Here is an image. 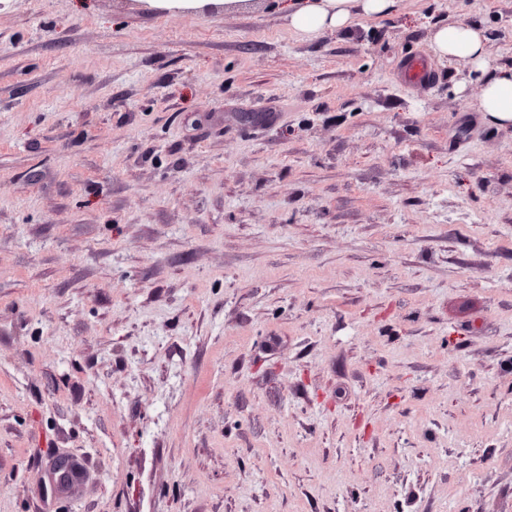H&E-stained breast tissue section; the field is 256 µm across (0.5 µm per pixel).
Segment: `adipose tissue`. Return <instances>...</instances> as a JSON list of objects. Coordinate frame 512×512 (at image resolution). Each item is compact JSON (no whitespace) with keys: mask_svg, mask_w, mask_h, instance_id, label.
Returning <instances> with one entry per match:
<instances>
[{"mask_svg":"<svg viewBox=\"0 0 512 512\" xmlns=\"http://www.w3.org/2000/svg\"><path fill=\"white\" fill-rule=\"evenodd\" d=\"M396 0H286L284 12L290 28L304 39L325 32L343 30L359 15H384ZM431 46L441 57L468 59L476 70L488 66L486 36L483 29L463 22L439 26L430 36ZM477 108L488 113L495 123H512V67L496 68L486 80Z\"/></svg>","mask_w":512,"mask_h":512,"instance_id":"obj_1","label":"adipose tissue"}]
</instances>
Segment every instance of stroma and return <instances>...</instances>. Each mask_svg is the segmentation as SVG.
Here are the masks:
<instances>
[{
	"label": "stroma",
	"mask_w": 512,
	"mask_h": 512,
	"mask_svg": "<svg viewBox=\"0 0 512 512\" xmlns=\"http://www.w3.org/2000/svg\"><path fill=\"white\" fill-rule=\"evenodd\" d=\"M453 21L512 67V0H6L0 512H512V123ZM152 10L166 13L201 12L224 5V10L241 8L248 0H138ZM289 27L302 39L347 29L359 15H384L396 0H280ZM431 46L441 57L468 59L476 70L488 67L486 36L483 29L463 22L439 26L430 36ZM53 485L55 488L60 486H67L80 479V472L73 464V461L65 455H57L53 459ZM65 475L66 481H61V477Z\"/></svg>",
	"instance_id": "obj_1"
}]
</instances>
